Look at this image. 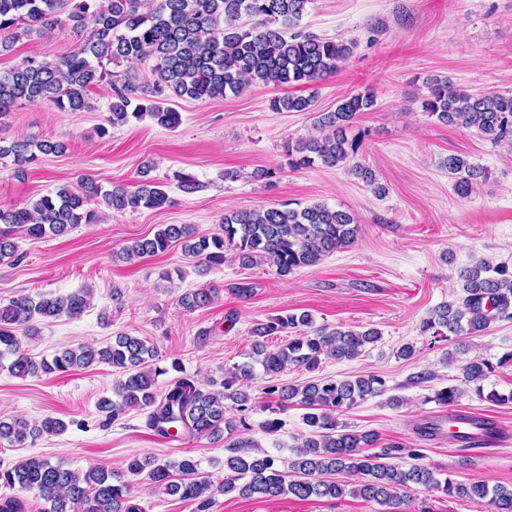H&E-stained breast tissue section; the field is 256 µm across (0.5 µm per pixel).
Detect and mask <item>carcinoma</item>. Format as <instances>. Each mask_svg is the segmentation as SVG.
I'll return each instance as SVG.
<instances>
[{"label": "carcinoma", "instance_id": "carcinoma-1", "mask_svg": "<svg viewBox=\"0 0 512 512\" xmlns=\"http://www.w3.org/2000/svg\"><path fill=\"white\" fill-rule=\"evenodd\" d=\"M311 0H0V34L12 39L33 27L54 28L71 23L72 28L91 24L79 47L55 60L29 57L0 74V114L23 102L49 100L61 110L89 108L87 89L106 79L112 82L108 122L123 126L130 120L150 117L158 125L174 129L181 114L163 106L168 93L193 100L237 96L252 86L307 85L336 73L340 63L352 53L353 44L296 30ZM152 62L149 81L131 82L135 66ZM114 69H108V66ZM313 97L275 98L277 112H307ZM376 104L375 95L366 91L341 100L332 112H323L317 123L322 135L302 138L285 146L291 168H310L317 163L336 166L357 154L359 143L348 140L345 130L363 112ZM423 111L445 125L474 129L493 143H512V93L471 94L456 90L446 80L430 84V95L421 103ZM64 143L51 140H13L0 145V159L12 158L15 172L22 175L40 156L60 154ZM455 179L460 196H467L488 177L485 168L460 155L450 154L440 162ZM354 174L375 192H386L375 172L365 166L353 167ZM100 198L116 210L159 209L169 203L165 191L150 179L135 189L115 185L103 189L93 178L81 179L79 190L65 185L49 195L25 205L0 209V263L17 261L15 232L32 239L64 235L81 224L99 220L90 208ZM358 224L352 214L325 203L236 210L224 215L221 232L199 234L190 224H163L151 238L138 239L122 247L117 257L139 260L183 245L189 256L206 269L224 263L226 249L235 251L240 263L249 266L263 260L286 277L294 270L310 267L337 250L352 245ZM463 296L443 302L422 322V331L434 336L448 335L455 351L448 362L468 351L463 337L487 330L498 321L512 320V271L505 265L481 261L460 270ZM87 290L67 295L18 294L0 303V358L10 357L9 371L17 377L39 373H68L95 364H108L118 370L115 397L102 398L98 409L115 419L136 407L150 409L148 426L163 438L218 439L233 434L237 424L226 410H247L249 394L241 384L262 369L271 378L293 365L309 372L319 369L322 360H352L378 342L375 328L317 327L308 312L278 315L252 328L255 337L249 360L233 366L224 377V390L213 391L198 379L182 374L179 362L171 367L180 373L159 395L158 376L167 369L157 366L158 352L137 336L120 333L104 346L80 344L47 360H37L21 348L18 327L33 336L36 319L74 318L90 306ZM215 288L203 286L184 293L181 305L190 311L209 305ZM297 336L274 348L267 337L288 330ZM458 381L474 384L483 396L481 382L492 372V365L479 356L464 359ZM386 391L385 380L375 374L343 378H315L304 384H273L266 394L279 406L296 403L306 409V433L285 460L257 448L254 441L238 437L225 444L224 481L218 491L241 496L261 494L299 499H338L346 494L361 497L385 508L403 512L402 491L411 486L436 490L450 498L485 501L493 512H512V488L476 482L465 484L449 477L439 479L436 471L419 465L408 468L387 461L390 452L368 453L378 434L357 432L339 423L337 414ZM65 424L45 418L29 424L19 418L0 419V440L22 446L44 434H59ZM127 471L144 476L159 492L178 494L197 502V512H209L211 484L190 456L161 461L153 456H134ZM337 475H360L362 481L351 487ZM0 485L15 494L0 498V512H23L20 494L36 492L49 504L47 512H139L132 502L131 487L121 476L103 468H92L80 475L61 463L27 458L9 468H0Z\"/></svg>", "mask_w": 512, "mask_h": 512}]
</instances>
